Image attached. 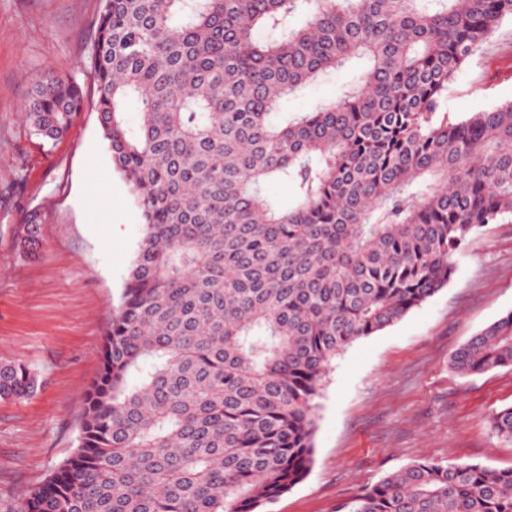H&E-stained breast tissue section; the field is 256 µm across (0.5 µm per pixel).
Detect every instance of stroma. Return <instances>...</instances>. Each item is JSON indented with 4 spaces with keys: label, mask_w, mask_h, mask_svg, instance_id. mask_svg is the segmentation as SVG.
<instances>
[{
    "label": "stroma",
    "mask_w": 512,
    "mask_h": 512,
    "mask_svg": "<svg viewBox=\"0 0 512 512\" xmlns=\"http://www.w3.org/2000/svg\"><path fill=\"white\" fill-rule=\"evenodd\" d=\"M100 0H0V362L31 366L37 393L0 401V512L78 445L86 389L119 310L143 221L113 168L91 102L89 53ZM71 74L90 102L56 146L43 148L21 107L35 78ZM336 72L283 101L310 112L352 78ZM512 99V21L448 92L456 116ZM45 217L30 248L19 229ZM447 286L403 319L356 340L331 363L316 400L307 477L265 512H335L386 474L420 460L512 467L491 429L512 405V368L463 376L454 353L512 312V223L491 224L452 258Z\"/></svg>",
    "instance_id": "obj_1"
}]
</instances>
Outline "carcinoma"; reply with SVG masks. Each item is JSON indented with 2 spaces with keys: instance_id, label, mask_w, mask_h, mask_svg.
<instances>
[{
  "instance_id": "obj_1",
  "label": "carcinoma",
  "mask_w": 512,
  "mask_h": 512,
  "mask_svg": "<svg viewBox=\"0 0 512 512\" xmlns=\"http://www.w3.org/2000/svg\"><path fill=\"white\" fill-rule=\"evenodd\" d=\"M101 2L93 106L143 236L77 448L17 512H263L311 468L331 361L444 288L481 228L512 223V99L447 107L512 0ZM354 63L336 98L279 112ZM84 105L47 72L22 112L53 147ZM451 365L512 368V312ZM37 388L0 362L1 401ZM491 427L512 443V406ZM339 512H512V468L415 462Z\"/></svg>"
}]
</instances>
